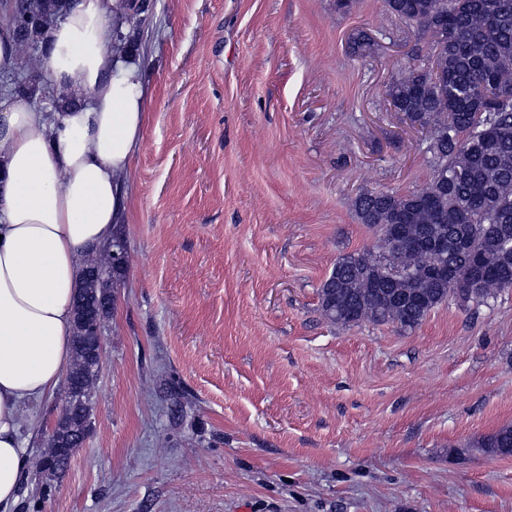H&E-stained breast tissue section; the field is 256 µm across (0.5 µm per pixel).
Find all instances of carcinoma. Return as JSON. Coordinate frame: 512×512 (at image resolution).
Wrapping results in <instances>:
<instances>
[{"label": "carcinoma", "instance_id": "1", "mask_svg": "<svg viewBox=\"0 0 512 512\" xmlns=\"http://www.w3.org/2000/svg\"><path fill=\"white\" fill-rule=\"evenodd\" d=\"M71 0H14V37L34 40L50 17L64 15ZM405 23L430 30L435 14L447 36H433L431 53L393 81L389 97L412 127L425 133L432 173L409 194L368 191L355 200L361 223L378 234L374 250L343 255L320 288V311L333 324L368 321L413 329L438 305L487 304L512 289V0H385ZM437 63L435 76L426 67ZM468 240L477 259L453 248L443 254L413 249L407 241ZM126 242L113 234L100 258L83 266V299L97 306L93 320L74 319L70 375L62 415L47 435L43 459L63 444L74 456L87 434L95 357L110 297L125 266L112 251ZM454 269L455 280L433 275L436 265ZM512 455V426L473 443Z\"/></svg>", "mask_w": 512, "mask_h": 512}]
</instances>
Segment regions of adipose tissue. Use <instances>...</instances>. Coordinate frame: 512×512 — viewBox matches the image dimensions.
<instances>
[{
    "label": "adipose tissue",
    "instance_id": "1",
    "mask_svg": "<svg viewBox=\"0 0 512 512\" xmlns=\"http://www.w3.org/2000/svg\"><path fill=\"white\" fill-rule=\"evenodd\" d=\"M125 0H74L46 33V69L60 90L89 97L45 116L0 103V512L28 470L25 410L63 384L72 355L79 251L111 241L128 209L124 181L146 123L137 51H117Z\"/></svg>",
    "mask_w": 512,
    "mask_h": 512
}]
</instances>
